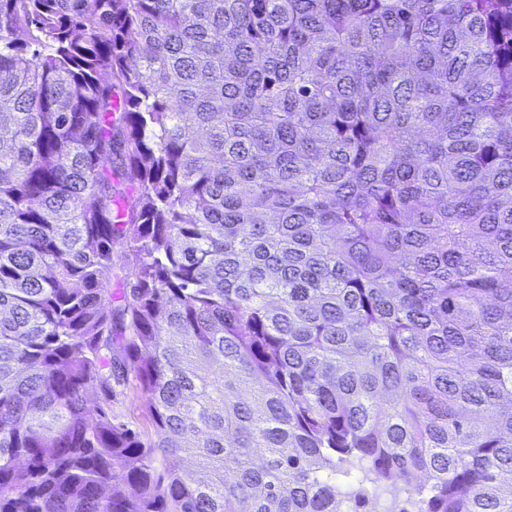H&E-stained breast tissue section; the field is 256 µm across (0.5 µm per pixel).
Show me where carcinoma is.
Segmentation results:
<instances>
[{
    "label": "carcinoma",
    "instance_id": "cac0c4a2",
    "mask_svg": "<svg viewBox=\"0 0 512 512\" xmlns=\"http://www.w3.org/2000/svg\"><path fill=\"white\" fill-rule=\"evenodd\" d=\"M370 495L512 512V0H0V512ZM114 409L124 415L125 420L130 421L133 428L136 427L148 438L153 437V430L143 417V396L140 389L136 387V381L132 375L125 392L118 396Z\"/></svg>",
    "mask_w": 512,
    "mask_h": 512
}]
</instances>
